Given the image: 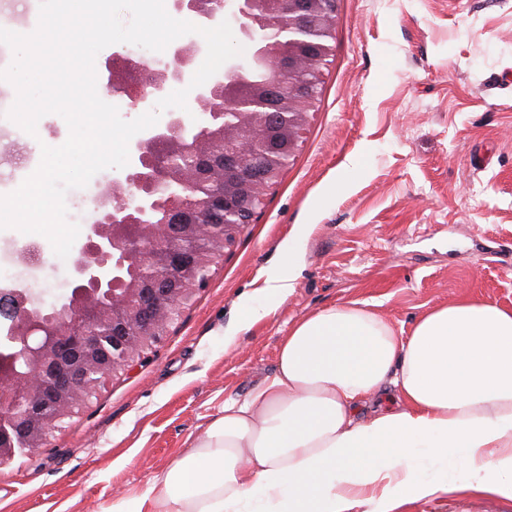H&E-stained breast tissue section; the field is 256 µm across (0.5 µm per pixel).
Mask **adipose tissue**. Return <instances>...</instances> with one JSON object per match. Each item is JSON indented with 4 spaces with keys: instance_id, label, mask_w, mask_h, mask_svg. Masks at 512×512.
Segmentation results:
<instances>
[{
    "instance_id": "adipose-tissue-1",
    "label": "adipose tissue",
    "mask_w": 512,
    "mask_h": 512,
    "mask_svg": "<svg viewBox=\"0 0 512 512\" xmlns=\"http://www.w3.org/2000/svg\"><path fill=\"white\" fill-rule=\"evenodd\" d=\"M281 251L242 326L293 292L299 248ZM461 491L512 500V307L457 300L404 333L356 302L297 321L274 373L111 512H400Z\"/></svg>"
}]
</instances>
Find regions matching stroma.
<instances>
[{
	"label": "stroma",
	"mask_w": 512,
	"mask_h": 512,
	"mask_svg": "<svg viewBox=\"0 0 512 512\" xmlns=\"http://www.w3.org/2000/svg\"><path fill=\"white\" fill-rule=\"evenodd\" d=\"M319 108L261 214L149 357L108 380L49 447L0 467V512H104L177 459L224 402L271 375L281 336L331 306L373 303L396 328L455 299L512 306V0H339ZM357 169H350V162ZM118 169L66 194L85 226ZM297 237L276 313L238 330L239 300ZM80 258L0 256V283L53 300ZM236 329L232 345L224 336ZM404 512H512L452 493Z\"/></svg>",
	"instance_id": "1"
}]
</instances>
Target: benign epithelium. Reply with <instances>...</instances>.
<instances>
[{"label":"benign epithelium","mask_w":512,"mask_h":512,"mask_svg":"<svg viewBox=\"0 0 512 512\" xmlns=\"http://www.w3.org/2000/svg\"><path fill=\"white\" fill-rule=\"evenodd\" d=\"M173 8L203 26L229 21L255 54L227 61L196 89L193 124L171 111L129 145L124 179L101 194L84 230L66 295L47 303L23 282L0 286L1 466L47 447L106 379L146 360L288 167L262 163L270 134L285 141L279 154L293 157L317 109L338 0H173ZM197 52L194 41L178 43L172 62L152 65L115 52L104 63L105 87L144 111L169 83L191 81ZM258 62L267 82L240 92L235 81ZM228 110L248 120L229 132L216 121ZM174 147L201 158L219 152L223 165L205 179L187 177L170 163ZM170 181L178 193L163 192ZM21 357L28 370L19 373L11 364Z\"/></svg>","instance_id":"obj_1"}]
</instances>
